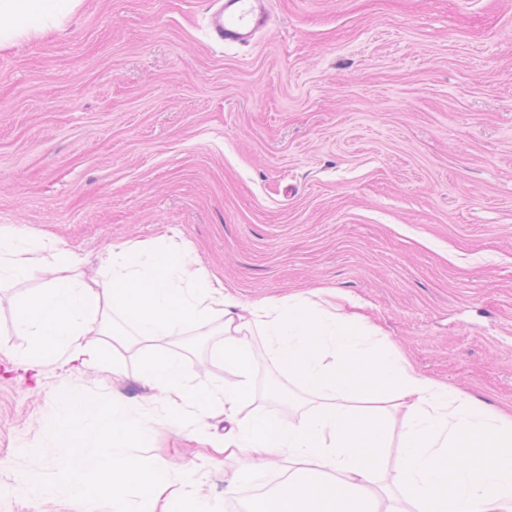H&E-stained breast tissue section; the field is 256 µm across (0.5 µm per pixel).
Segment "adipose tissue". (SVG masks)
Instances as JSON below:
<instances>
[{
  "instance_id": "adipose-tissue-1",
  "label": "adipose tissue",
  "mask_w": 512,
  "mask_h": 512,
  "mask_svg": "<svg viewBox=\"0 0 512 512\" xmlns=\"http://www.w3.org/2000/svg\"><path fill=\"white\" fill-rule=\"evenodd\" d=\"M78 0H0V48L60 29ZM41 274L42 288L20 300L14 318L33 340L20 362L61 359L75 369L103 365L104 345L136 343L139 380L181 425L188 408L223 417V435L202 443L207 460L281 458L286 479L251 512H512V416L423 376L380 343L361 314L300 298L242 306L208 273L188 277L181 252L145 240L113 245L104 271L89 275L68 249L31 232L0 228V287ZM221 321L219 355L235 380L191 383L186 362L161 341L206 320ZM260 333L317 406L284 424L258 414L239 419L255 393L250 335ZM402 439L391 447L390 434ZM152 429L138 409L88 399L81 389L57 402L39 438L41 469L21 473L20 490L41 502H100L105 512H189L206 493L196 469L144 464L135 452ZM396 453L402 503L375 489Z\"/></svg>"
}]
</instances>
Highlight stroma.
<instances>
[{
    "mask_svg": "<svg viewBox=\"0 0 512 512\" xmlns=\"http://www.w3.org/2000/svg\"><path fill=\"white\" fill-rule=\"evenodd\" d=\"M254 46L216 44L205 0H81L64 26L0 50V226L44 233L82 268L112 244L172 237L187 268L242 304L318 288L354 300L417 372L512 412V0H271ZM34 278L0 290V512L74 387L145 409V462L181 466L224 423L172 428L132 372L27 371L14 324ZM213 318L171 337L198 382L233 381ZM239 415L299 421L317 404L250 339ZM247 455L201 469L219 512Z\"/></svg>",
    "mask_w": 512,
    "mask_h": 512,
    "instance_id": "1",
    "label": "stroma"
}]
</instances>
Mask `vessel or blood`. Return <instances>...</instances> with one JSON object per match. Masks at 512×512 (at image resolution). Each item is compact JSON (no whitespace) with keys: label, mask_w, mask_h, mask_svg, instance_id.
I'll list each match as a JSON object with an SVG mask.
<instances>
[{"label":"vessel or blood","mask_w":512,"mask_h":512,"mask_svg":"<svg viewBox=\"0 0 512 512\" xmlns=\"http://www.w3.org/2000/svg\"><path fill=\"white\" fill-rule=\"evenodd\" d=\"M206 27L214 41L250 43L269 27V0H208Z\"/></svg>","instance_id":"vessel-or-blood-1"}]
</instances>
